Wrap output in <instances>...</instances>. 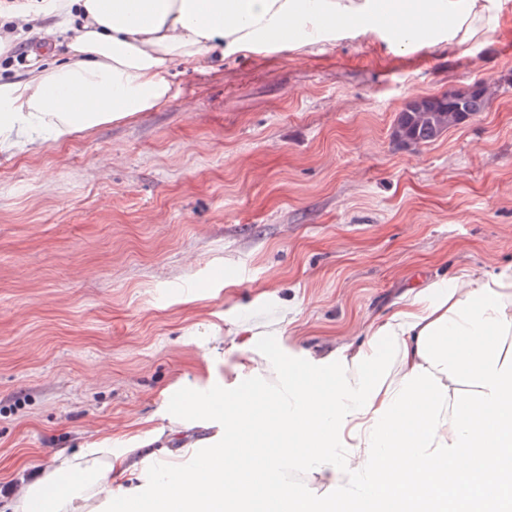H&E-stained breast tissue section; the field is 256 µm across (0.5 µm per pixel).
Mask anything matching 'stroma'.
Here are the masks:
<instances>
[{
    "label": "stroma",
    "mask_w": 512,
    "mask_h": 512,
    "mask_svg": "<svg viewBox=\"0 0 512 512\" xmlns=\"http://www.w3.org/2000/svg\"><path fill=\"white\" fill-rule=\"evenodd\" d=\"M54 23L1 78L65 54ZM171 73L154 111L0 149V486L152 439L237 326L327 351L419 280L512 264V0L453 51L435 21ZM478 79L484 112L394 145L408 99Z\"/></svg>",
    "instance_id": "35a3bbf8"
}]
</instances>
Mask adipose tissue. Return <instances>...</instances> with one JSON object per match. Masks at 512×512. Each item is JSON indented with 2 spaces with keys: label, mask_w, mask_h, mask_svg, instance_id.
Segmentation results:
<instances>
[{
  "label": "adipose tissue",
  "mask_w": 512,
  "mask_h": 512,
  "mask_svg": "<svg viewBox=\"0 0 512 512\" xmlns=\"http://www.w3.org/2000/svg\"><path fill=\"white\" fill-rule=\"evenodd\" d=\"M502 0H49L68 56L0 80V147L150 112L174 63L300 49L440 11L448 44L495 30ZM239 327L232 362L171 416L183 447L57 456L7 512H477L512 495V265L431 281L326 354L274 358ZM212 427L223 463L189 437Z\"/></svg>",
  "instance_id": "ef3b65f1"
}]
</instances>
